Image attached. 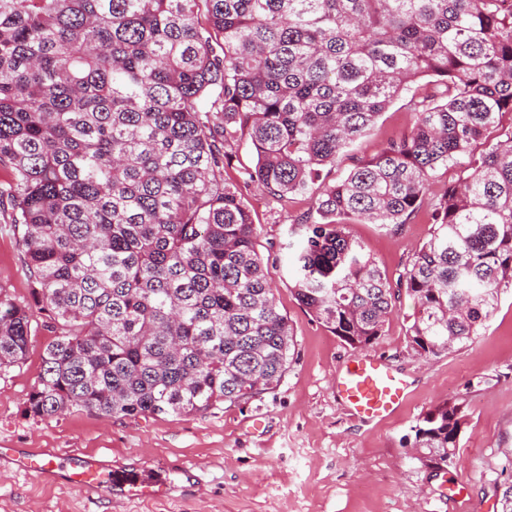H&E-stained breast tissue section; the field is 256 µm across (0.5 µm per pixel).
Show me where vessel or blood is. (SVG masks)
I'll return each instance as SVG.
<instances>
[{
	"mask_svg": "<svg viewBox=\"0 0 512 512\" xmlns=\"http://www.w3.org/2000/svg\"><path fill=\"white\" fill-rule=\"evenodd\" d=\"M335 389L354 415L371 422L393 416L409 396L403 374L388 361L370 355L354 357L337 377ZM0 459L10 462L15 471L79 486L92 500L115 490L130 499H146L171 494L175 489L171 480H116L111 464L96 452H63L48 457L35 450L0 447Z\"/></svg>",
	"mask_w": 512,
	"mask_h": 512,
	"instance_id": "1",
	"label": "vessel or blood"
}]
</instances>
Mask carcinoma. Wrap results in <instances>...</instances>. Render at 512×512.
I'll list each match as a JSON object with an SVG mask.
<instances>
[{
  "mask_svg": "<svg viewBox=\"0 0 512 512\" xmlns=\"http://www.w3.org/2000/svg\"><path fill=\"white\" fill-rule=\"evenodd\" d=\"M423 76L438 91L411 99L409 133L320 182ZM245 129L256 164L231 181ZM492 135L391 283L346 224L409 223L437 169ZM2 162L32 300L54 333L33 417H188L280 384L293 331L256 250L249 182L275 200L316 190L295 220L310 234L291 291L317 322L362 350L404 290L409 341L436 356L474 341L512 288V7L0 0ZM32 307L0 288V374L27 357ZM464 423L462 402L418 420L424 466L448 464Z\"/></svg>",
  "mask_w": 512,
  "mask_h": 512,
  "instance_id": "cac0c4a2",
  "label": "carcinoma"
}]
</instances>
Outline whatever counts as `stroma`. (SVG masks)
I'll return each instance as SVG.
<instances>
[{"label": "stroma", "instance_id": "35a3bbf8", "mask_svg": "<svg viewBox=\"0 0 512 512\" xmlns=\"http://www.w3.org/2000/svg\"><path fill=\"white\" fill-rule=\"evenodd\" d=\"M412 123L406 98L394 101L347 149L334 177L408 134ZM472 162L464 156L439 168L410 223L348 225L390 279L428 239L431 207ZM246 201L257 228L256 249L269 264L279 308L295 335L294 362L281 384L195 417L106 421L70 413L39 420L26 414L25 401L51 334L37 328L23 365L0 376V444L107 451L122 473L173 477L181 490L172 498L94 502L78 487L10 470L0 473V512H497L502 486L512 479V289L472 343L428 358L409 343L415 304L400 295L368 351L403 373L411 393L392 418L368 422L349 412L334 387L355 349L313 320L291 292L290 260L307 235L293 219L310 207V197L273 202L254 185ZM14 218L10 202H1L0 288L26 304L31 277ZM454 401L466 404L460 446L443 469L425 468L406 439L425 413Z\"/></svg>", "mask_w": 512, "mask_h": 512}]
</instances>
